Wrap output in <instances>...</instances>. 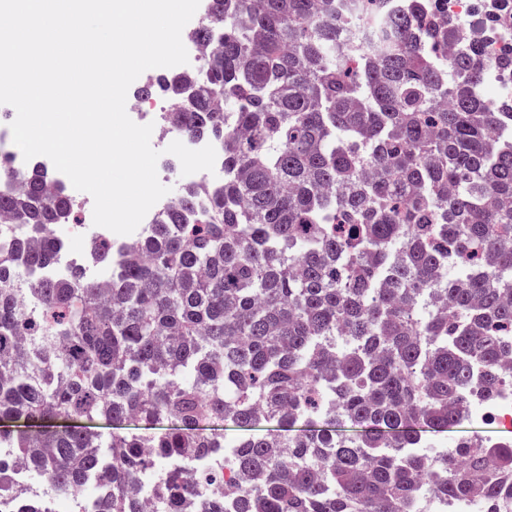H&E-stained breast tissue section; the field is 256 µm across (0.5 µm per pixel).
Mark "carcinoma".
Masks as SVG:
<instances>
[{
  "label": "carcinoma",
  "instance_id": "carcinoma-1",
  "mask_svg": "<svg viewBox=\"0 0 512 512\" xmlns=\"http://www.w3.org/2000/svg\"><path fill=\"white\" fill-rule=\"evenodd\" d=\"M210 3L187 34L202 68L145 97L172 102L162 130L224 149L223 185L186 184L122 254L90 237L53 279L33 271L57 259L65 187L37 161L0 193V442L57 490L101 480L98 512H416L423 490L505 508L512 438L412 449L460 423L475 367L486 400L512 375V88L487 95L483 39L512 78V0L468 19ZM326 398L363 433L319 420ZM222 420L246 430L229 511L173 468L220 456L203 425ZM2 501L42 512L0 459Z\"/></svg>",
  "mask_w": 512,
  "mask_h": 512
}]
</instances>
